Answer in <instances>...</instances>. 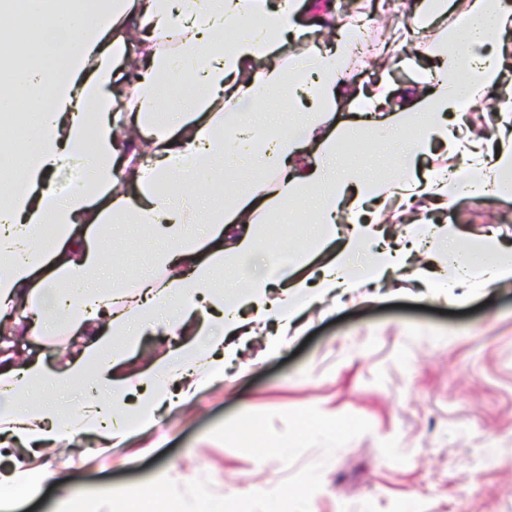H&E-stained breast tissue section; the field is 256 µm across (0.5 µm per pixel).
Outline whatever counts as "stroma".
<instances>
[{"label": "stroma", "mask_w": 512, "mask_h": 512, "mask_svg": "<svg viewBox=\"0 0 512 512\" xmlns=\"http://www.w3.org/2000/svg\"><path fill=\"white\" fill-rule=\"evenodd\" d=\"M420 0H394L378 10L370 29L373 53H351V87L329 109V127L354 120L356 83L381 71L388 88L419 101L426 79L438 70L428 49L446 40L451 21L469 0H448V18L410 28ZM350 163L367 173L399 175L392 147L371 134ZM386 240L406 225L456 227L464 246L486 248L489 238L512 245V197L481 199L458 193L443 212L391 206L378 213ZM261 239L250 272L266 275L288 253L307 255L313 274L341 246L349 228L337 224L334 239L316 244L307 221H257ZM158 239L131 224L107 225L102 247L108 264L101 284L126 287L150 271ZM409 269L386 284L355 288L339 298L312 299L297 326L269 350L274 320L240 317L254 335L237 337L233 364L204 378L195 396L161 412L153 427L131 429L111 451L86 445L82 456L65 447L43 451L40 461L61 480L10 512H57L84 491L123 489L158 476L178 485L208 477L222 497L269 491L307 465L324 461L322 486L310 512H512V283L436 295L416 287ZM318 408L328 416L353 414L370 432L336 450L330 460L310 449L292 464L257 461L209 432L241 412H272L283 429V412Z\"/></svg>", "instance_id": "1"}]
</instances>
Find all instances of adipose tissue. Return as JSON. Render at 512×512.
I'll return each instance as SVG.
<instances>
[{"instance_id": "adipose-tissue-1", "label": "adipose tissue", "mask_w": 512, "mask_h": 512, "mask_svg": "<svg viewBox=\"0 0 512 512\" xmlns=\"http://www.w3.org/2000/svg\"><path fill=\"white\" fill-rule=\"evenodd\" d=\"M127 2L111 0L107 19L89 24L74 12L72 0H27L29 10L42 16V28L16 45L13 67L0 71V124L23 128L29 113L46 115L18 185L0 192V318H13L32 336L63 328L82 342L55 371L35 359L0 353V436L33 452L0 470V512L36 496L51 478L37 459L44 447L69 445L84 433L111 449L129 426L150 427L161 406L173 408L188 398L197 370L223 373L236 356L224 337L238 329L239 309L273 314L284 335L310 296L381 284L406 266L423 232L409 228L406 245L398 248L380 245L369 204L395 200L441 210L458 187L475 198L512 195V94L498 105L502 135L493 148L469 126L448 123L449 114H464L505 82L493 44L512 30V0H471L436 48L442 75L421 98L420 109L372 90L362 94L355 123L328 134L325 111L347 85L345 61L352 49L347 33L361 23V15L343 18L333 0H308L320 23L339 36L326 46L311 44L307 54L295 58V67L308 74L297 83L287 80L266 33L291 32L299 0H139L132 12ZM129 22L144 32L143 42L104 41L108 30ZM229 25L242 34L227 45L220 36ZM171 40L175 51H159V44ZM134 53L147 63L126 101L150 153L141 165L135 162L140 148L122 144L112 123V64ZM255 60L264 63L256 72ZM183 75L192 76L202 95L189 104L169 100L166 120L150 122L147 114L162 90ZM274 97L288 99L303 118L278 128L269 149L257 154L251 143L263 126L252 112ZM365 131L394 146L396 162L407 167L405 176L383 180L341 162L337 144ZM436 143L449 155H464V165L449 174H416L412 160ZM305 148L312 151V163L300 158ZM66 165L84 168L86 176L59 198L46 179ZM219 167L231 177L240 169H260L275 179L253 183L245 192L247 207L207 212L199 189ZM124 174L135 182L137 197L123 191ZM309 205L316 239L334 238L338 218L351 226L315 279L295 277L275 298L264 278H242L228 294L215 289L218 266H245L255 252V214L275 216ZM112 223L160 231L153 264L165 270L163 280L144 278L133 293L95 285L103 267L99 240ZM440 231L453 242L448 250L453 273L443 280L429 267H414L411 277L420 286L471 288L469 267L477 259L483 285L512 282V256L482 261L480 252L456 246L455 228L444 225ZM363 251L367 262L355 265ZM46 267L64 289L37 282V272ZM143 333L185 335L189 341L147 371L117 375L127 349L115 346V338ZM89 382L95 394L68 414L41 395Z\"/></svg>"}]
</instances>
